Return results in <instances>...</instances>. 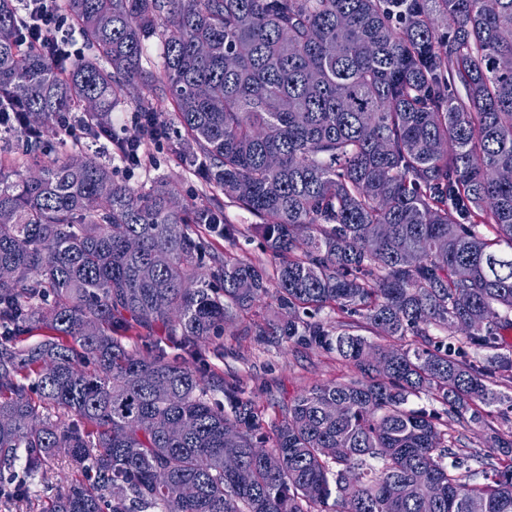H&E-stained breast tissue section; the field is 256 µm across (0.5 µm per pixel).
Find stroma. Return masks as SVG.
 <instances>
[{
    "instance_id": "stroma-1",
    "label": "stroma",
    "mask_w": 512,
    "mask_h": 512,
    "mask_svg": "<svg viewBox=\"0 0 512 512\" xmlns=\"http://www.w3.org/2000/svg\"><path fill=\"white\" fill-rule=\"evenodd\" d=\"M150 151L154 160L146 169L132 175L117 169V179L146 188L160 175L172 182L181 198L195 202L204 200L202 187L171 150L169 142L153 145ZM192 367L209 382L240 379L246 398L259 407L274 401L288 402L312 385L342 382L352 374L351 368L336 354L291 343L259 340L250 316L245 314L227 321L223 336L203 350ZM511 430L512 408L498 405L492 407L483 425H453L452 447L461 452L486 454L490 451L493 433L504 434Z\"/></svg>"
}]
</instances>
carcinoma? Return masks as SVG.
Returning <instances> with one entry per match:
<instances>
[{"instance_id":"carcinoma-1","label":"carcinoma","mask_w":512,"mask_h":512,"mask_svg":"<svg viewBox=\"0 0 512 512\" xmlns=\"http://www.w3.org/2000/svg\"><path fill=\"white\" fill-rule=\"evenodd\" d=\"M56 7L77 56L20 42L0 0V113L23 139L0 147V500L32 512L63 448L81 476L39 512H512V440L457 453L443 420L512 402L493 389L512 372V0ZM133 86L141 133L177 125L208 203L84 150ZM223 197L271 264L214 251L239 234ZM266 299L282 319L255 335L354 372L280 419L189 363ZM133 324L161 336L130 349Z\"/></svg>"}]
</instances>
